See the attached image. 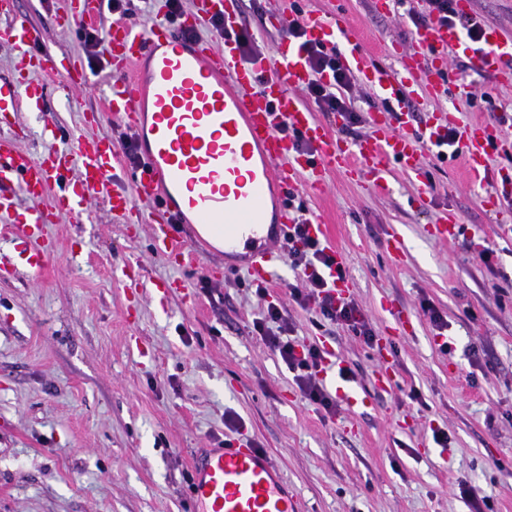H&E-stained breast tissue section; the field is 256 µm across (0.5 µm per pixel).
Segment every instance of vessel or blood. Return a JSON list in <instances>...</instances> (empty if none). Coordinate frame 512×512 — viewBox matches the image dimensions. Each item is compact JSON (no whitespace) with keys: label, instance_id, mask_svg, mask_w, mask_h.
Here are the masks:
<instances>
[{"label":"vessel or blood","instance_id":"b4317fda","mask_svg":"<svg viewBox=\"0 0 512 512\" xmlns=\"http://www.w3.org/2000/svg\"><path fill=\"white\" fill-rule=\"evenodd\" d=\"M101 0H66V14L75 25H91ZM0 14L9 22L0 28V43L15 52L26 74L0 80V118L27 108L41 112L43 130L57 134L44 103L47 86L37 73L59 78L69 90L90 85L86 72L70 60L39 48L42 32L16 6L0 0ZM224 20L228 33L221 47L190 37L189 32L212 18ZM309 40L326 46L347 36L345 19L305 15ZM239 0H193L178 24L158 18L148 25L124 19L113 22L104 37L111 66L105 95L107 112L137 133L140 161L125 187L111 178L123 155L111 138L81 135L69 151L48 148L33 156L17 138L0 132V237L19 249L33 273L49 261L45 228L59 216L81 218L96 201L106 203L114 218L149 225L156 252L181 267L193 265L195 251L176 231L177 224H196L197 239L224 245L225 256L237 259L255 282L267 283L280 260L277 244L292 225L288 197L298 183L321 192L326 176L367 182L386 190V173L398 166L426 196L429 180L423 148L437 145L453 114H432L425 127L413 124L403 95L418 82L425 97L447 93L446 56L463 47L458 28L440 23L418 27L419 50L393 46L399 69L350 42L341 57L362 81L391 102L388 112L370 113L369 133L353 142L331 130L302 103L301 90L310 79L305 56L292 40L278 53L244 60L234 33L239 29ZM479 66L498 83L512 82V37L494 26L484 29L473 48ZM301 133L311 149H296L281 126ZM496 125L476 122L462 132L463 158L469 175L484 182L488 160L498 139ZM28 207H20L18 196ZM389 342L379 338L376 385L393 388L395 376L385 353ZM191 496L196 512H300L301 501L289 490L271 457L257 448H209L192 462Z\"/></svg>","mask_w":512,"mask_h":512}]
</instances>
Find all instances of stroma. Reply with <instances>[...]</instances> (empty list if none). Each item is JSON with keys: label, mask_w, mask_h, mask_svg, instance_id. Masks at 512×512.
Instances as JSON below:
<instances>
[{"label": "stroma", "mask_w": 512, "mask_h": 512, "mask_svg": "<svg viewBox=\"0 0 512 512\" xmlns=\"http://www.w3.org/2000/svg\"><path fill=\"white\" fill-rule=\"evenodd\" d=\"M65 0H18L43 32L42 49L82 64L94 85L63 92L50 79L46 109L61 136L119 139L128 127L103 104L110 67L104 48L80 43L57 25ZM287 0H240L242 24L275 55L284 36L268 16ZM304 10L345 14L360 45L387 59L392 44L416 52L414 27L398 13L372 12L370 0H303ZM448 95L418 106V122L452 109L457 127L512 117V84H498L470 53L448 54ZM491 94L492 103L466 93ZM431 186L425 205L398 170L390 190L329 174L324 193L299 192L309 214L331 231L348 268L351 297L377 335L391 318L412 326L392 343L396 386H375L376 352L352 332L318 326L288 300L299 273L281 261L267 289L283 305L298 339L331 346L366 400L358 415L338 406L322 417L301 397L285 363L252 329L263 307L245 269L202 251L194 271L169 264L149 225L125 224L92 204L83 222L49 225L53 253L32 276L13 245L0 241V512H189L191 457L241 441L264 449L302 499L303 512H472L460 494L474 486L494 512H512V195L499 210L483 202L462 158L425 155ZM461 226L450 241L428 233L443 213ZM403 237V257L384 243ZM491 250L482 262V250ZM184 279L183 291L160 283ZM429 300L446 326L421 308ZM447 349H439L438 340ZM238 421L228 428L227 418ZM444 431L447 443L433 439Z\"/></svg>", "instance_id": "obj_1"}]
</instances>
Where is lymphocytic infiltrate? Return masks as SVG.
I'll use <instances>...</instances> for the list:
<instances>
[{"label":"lymphocytic infiltrate","instance_id":"1","mask_svg":"<svg viewBox=\"0 0 512 512\" xmlns=\"http://www.w3.org/2000/svg\"><path fill=\"white\" fill-rule=\"evenodd\" d=\"M425 2V11L411 9L407 12L414 26L437 21L457 27L472 42L481 41L483 24L476 17L459 14L454 0ZM287 31L303 49L312 73L311 81L301 91L302 98L314 102L325 117H342L340 132L349 133L361 126L363 119L354 106L352 92L354 76L340 65L336 49L309 41L301 17L290 18ZM308 228L305 208H296L293 224L283 243L289 264L300 272L299 283L289 291L292 301L330 323L347 325L367 346H374L376 333L362 309L353 300L333 294L325 277L326 271L333 269L339 278H346L345 265L337 263L331 249L311 236ZM255 294L264 299L265 304L253 323L254 331L279 353L293 372L302 398L326 414H334L336 402L320 380L324 361L322 349L300 343L294 337V328L285 318L281 305L267 301L266 287H257Z\"/></svg>","mask_w":512,"mask_h":512}]
</instances>
